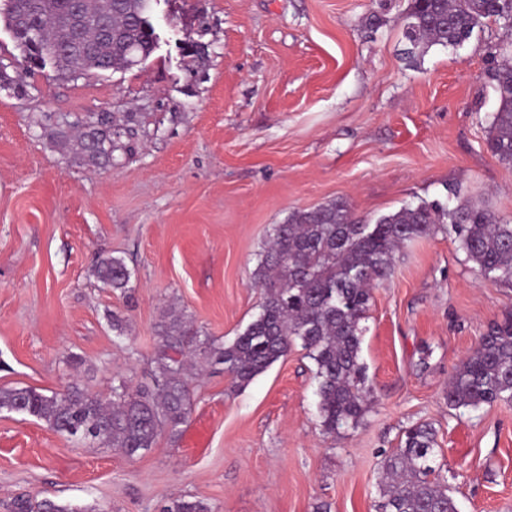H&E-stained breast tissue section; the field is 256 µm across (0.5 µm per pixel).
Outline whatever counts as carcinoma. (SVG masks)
<instances>
[{
	"mask_svg": "<svg viewBox=\"0 0 512 512\" xmlns=\"http://www.w3.org/2000/svg\"><path fill=\"white\" fill-rule=\"evenodd\" d=\"M7 17L26 64L36 70L40 55H55L61 76L126 69L129 48L150 58L149 33L139 15L143 0H11ZM83 29L71 25L74 8ZM494 20L512 29V0H410L402 22L409 41L406 57L416 60L434 45L457 46L475 27ZM39 26V46L29 45V29ZM487 77L497 94L486 144L512 167V43L491 55ZM80 159L93 168L116 161L112 131L90 122L78 139ZM441 229L452 236L466 259L494 285L512 284V224L462 201L454 207L420 202L379 217L372 224L354 218L343 202L289 213L274 225L254 271L263 290L260 312L229 343L199 339L198 332L170 310L157 325L161 345L153 387L131 393L125 384L104 399L79 383L46 395L33 388H0V409L43 421L54 432L118 448L133 458L151 450L159 432L176 433L191 412L185 366L222 365L232 387L243 388L297 344L314 361L317 413L323 430L337 434L356 427L369 410L371 388L360 361V322L366 318L374 287L394 273L395 252L417 237ZM100 282L114 290L129 287L124 259L101 258ZM448 407L477 410L512 404V316L491 324L476 348L448 382ZM436 431L428 423L407 427L400 446L381 466L377 512H457L448 484L435 465ZM8 512H69L50 499L15 497ZM161 512H213L194 498H173Z\"/></svg>",
	"mask_w": 512,
	"mask_h": 512,
	"instance_id": "obj_1",
	"label": "carcinoma"
}]
</instances>
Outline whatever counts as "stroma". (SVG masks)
Masks as SVG:
<instances>
[{"instance_id": "obj_1", "label": "stroma", "mask_w": 512, "mask_h": 512, "mask_svg": "<svg viewBox=\"0 0 512 512\" xmlns=\"http://www.w3.org/2000/svg\"><path fill=\"white\" fill-rule=\"evenodd\" d=\"M409 0H161L160 46L123 71L25 74L0 25V388L150 383L162 309L232 341L263 300L255 270L294 209L346 202L375 222L446 202V187L512 222V168L485 138L491 53L512 31L485 22L457 47L403 53ZM384 19L369 26L372 16ZM204 45L189 68L180 42ZM108 118L116 164L92 168L49 136ZM124 258L126 292L94 273ZM361 322L373 401L361 425L324 432L301 347L234 389L191 372L192 412L137 457L0 410V512L13 497L78 512H159L194 497L213 512H376L384 459L405 427L436 430L459 512H512V406L452 410L448 381L512 288L487 283L443 231L406 244ZM126 321L116 340L111 314Z\"/></svg>"}]
</instances>
